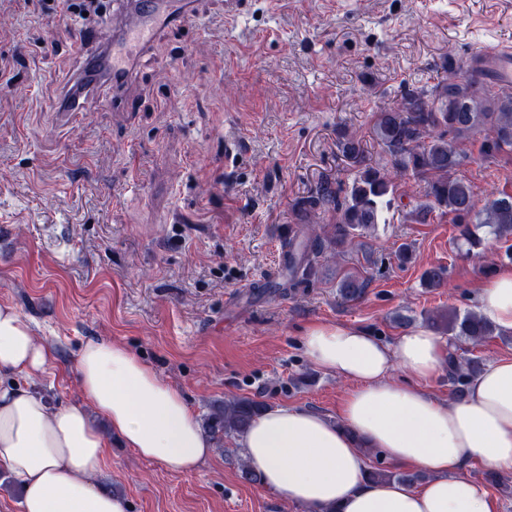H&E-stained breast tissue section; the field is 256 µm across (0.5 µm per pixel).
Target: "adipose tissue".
I'll list each match as a JSON object with an SVG mask.
<instances>
[{"label":"adipose tissue","mask_w":512,"mask_h":512,"mask_svg":"<svg viewBox=\"0 0 512 512\" xmlns=\"http://www.w3.org/2000/svg\"><path fill=\"white\" fill-rule=\"evenodd\" d=\"M475 306L512 335L511 265L481 281ZM303 345L313 366L354 387L338 420L276 407L240 434L264 490L309 512H494L486 485L467 469L477 462L512 471V358L486 365L463 399L448 402L421 389L448 360L447 344L428 328L407 329L386 344L360 328L316 322ZM53 361L51 341L35 336L12 304L0 303V471L22 490L18 512H127L122 498L95 482L110 465V432L177 474H195L210 458L212 443L184 393L126 346L103 339L80 345L75 369L83 406L51 404L30 388ZM396 367L413 384L392 380ZM96 415L109 432L93 424ZM368 448L395 466L428 473V480H368Z\"/></svg>","instance_id":"adipose-tissue-1"}]
</instances>
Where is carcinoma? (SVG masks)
Here are the masks:
<instances>
[{"instance_id":"carcinoma-1","label":"carcinoma","mask_w":512,"mask_h":512,"mask_svg":"<svg viewBox=\"0 0 512 512\" xmlns=\"http://www.w3.org/2000/svg\"><path fill=\"white\" fill-rule=\"evenodd\" d=\"M374 132L386 156L385 164H371L361 140L346 134L339 141V149L354 167L348 189L323 183L316 194L300 203L298 217L303 222L321 206L331 207L336 220L326 240H302L297 235L288 239L284 278L290 287L318 276V257L325 245L336 248L339 254L355 237L375 229L384 220L383 209L391 203L387 196L395 193L399 177L424 185V200L409 213L412 222L427 224L435 213L452 214L460 224L461 237L473 248L480 245V238L471 231L472 224H488L500 238L512 236V196L489 198L477 207L470 182L458 175L466 155L457 147L459 140L479 134L483 136L482 155L491 158L512 153V93L491 90L490 82L480 72L462 75L453 70L430 87L407 91L399 106L378 114ZM422 281L427 288H440L448 281V268L434 265L423 272ZM366 287L364 278L350 274L340 283L339 295L347 301H358ZM421 319L437 334L463 339L475 347L495 331L492 324L471 310L424 312ZM447 365L452 394L461 399L468 380L482 371L483 359L472 350L461 354L450 347ZM267 409L268 404L263 401L231 397L213 406L206 428L221 443L224 437L243 432ZM366 454L373 458L368 465V478L372 481L402 480L414 484L426 478L422 473L389 470L372 448Z\"/></svg>"}]
</instances>
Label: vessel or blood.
Returning <instances> with one entry per match:
<instances>
[{"label": "vessel or blood", "mask_w": 512, "mask_h": 512, "mask_svg": "<svg viewBox=\"0 0 512 512\" xmlns=\"http://www.w3.org/2000/svg\"><path fill=\"white\" fill-rule=\"evenodd\" d=\"M193 4L194 0H129L126 8L113 17L112 39L107 43L83 27L64 29V36L83 53L84 60L64 88L59 111H82L87 101L98 95L100 78L95 60L104 50L112 61V95L108 103L117 110L130 109L127 87L133 80V63L146 54L168 27L191 17ZM466 64L486 72L496 87L512 88L511 43L474 47Z\"/></svg>", "instance_id": "vessel-or-blood-1"}]
</instances>
